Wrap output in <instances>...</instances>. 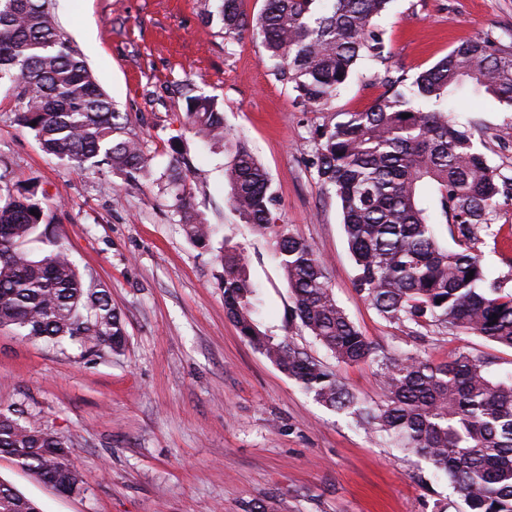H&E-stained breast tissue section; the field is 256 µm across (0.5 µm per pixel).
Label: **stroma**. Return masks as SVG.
<instances>
[{
	"mask_svg": "<svg viewBox=\"0 0 512 512\" xmlns=\"http://www.w3.org/2000/svg\"><path fill=\"white\" fill-rule=\"evenodd\" d=\"M200 0H52L56 25L143 141L154 174L136 187L109 169L80 171L44 154L16 120L0 82V196L36 186L52 230L85 282L107 290L127 342L120 353L34 343L0 328V412L18 411L67 441L86 490L63 495L12 459L0 479L41 512H467L427 460L329 409L241 336L224 312V245L243 247L260 288L262 331L335 371L362 402L383 390L374 362L345 366L289 321L291 298L264 238L229 207L226 156L186 125L185 98L205 95L268 171L278 223L325 262L338 304L386 353L440 362L464 351L512 374V350L474 335L418 341L380 318L354 286L341 214L317 180L313 141L334 112L379 100L384 68L415 76L458 43L512 37V0H392L378 21L386 63L358 62L329 109L304 107L263 58L256 36L224 37ZM453 109L486 134L490 164L512 177V111L458 98ZM191 165L194 210L219 232L193 245L161 180L174 150ZM475 247L490 278L512 287V203Z\"/></svg>",
	"mask_w": 512,
	"mask_h": 512,
	"instance_id": "1",
	"label": "stroma"
}]
</instances>
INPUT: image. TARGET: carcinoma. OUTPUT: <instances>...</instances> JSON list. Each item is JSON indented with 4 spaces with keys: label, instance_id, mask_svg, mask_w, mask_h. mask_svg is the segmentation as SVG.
<instances>
[{
    "label": "carcinoma",
    "instance_id": "1",
    "mask_svg": "<svg viewBox=\"0 0 512 512\" xmlns=\"http://www.w3.org/2000/svg\"><path fill=\"white\" fill-rule=\"evenodd\" d=\"M391 0H264L258 16L242 0H204L234 39L251 26L267 60L296 98L326 109L357 62L385 63L375 21ZM18 90L17 121L42 150L79 170L107 165L137 186L151 179L150 158L127 116L95 81L86 61L57 29L50 0H0V79ZM385 96L362 112H335L318 133L314 168L338 203L355 265V286L386 322L411 336L434 327L512 349V289L488 278L474 252L476 231L508 197L506 180L480 150L470 122L452 110L461 95L512 108V43L481 37L455 46L410 78L385 68ZM187 125L205 145L224 148L232 208L261 235L287 282L288 317L344 365L372 361L384 399L359 405L321 363L257 325L258 289L244 249L224 247V311L241 335L314 398L360 417L403 450L427 459L461 494L468 512H512V377L494 379L492 361L459 352L444 362L388 357L338 306L314 248L276 223L279 201L269 173L224 123L216 99L188 96ZM187 176L168 175L171 207L189 240L206 246L211 225L191 209ZM39 212L34 216L31 211ZM45 212L30 188L0 203V328L46 344L81 348L126 344L121 315L107 291L85 285L56 238L40 230ZM456 244L442 245L437 225ZM471 279H466L469 272ZM62 438L0 412V455L64 494L84 491L81 472L65 463ZM0 512H39L32 499L0 481Z\"/></svg>",
    "mask_w": 512,
    "mask_h": 512
}]
</instances>
